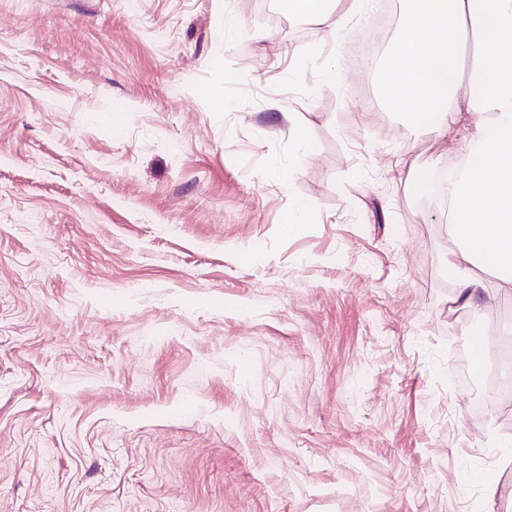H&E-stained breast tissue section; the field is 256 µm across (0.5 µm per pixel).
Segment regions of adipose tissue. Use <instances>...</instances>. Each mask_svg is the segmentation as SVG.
Segmentation results:
<instances>
[{
	"mask_svg": "<svg viewBox=\"0 0 512 512\" xmlns=\"http://www.w3.org/2000/svg\"><path fill=\"white\" fill-rule=\"evenodd\" d=\"M378 69L387 111L463 145L447 159L446 270L479 312L487 268L512 288V0H403Z\"/></svg>",
	"mask_w": 512,
	"mask_h": 512,
	"instance_id": "obj_1",
	"label": "adipose tissue"
}]
</instances>
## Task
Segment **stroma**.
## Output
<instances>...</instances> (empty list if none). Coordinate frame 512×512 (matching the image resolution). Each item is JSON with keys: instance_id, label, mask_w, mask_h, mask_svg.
Returning a JSON list of instances; mask_svg holds the SVG:
<instances>
[{"instance_id": "stroma-1", "label": "stroma", "mask_w": 512, "mask_h": 512, "mask_svg": "<svg viewBox=\"0 0 512 512\" xmlns=\"http://www.w3.org/2000/svg\"><path fill=\"white\" fill-rule=\"evenodd\" d=\"M276 2L0 0V512H512L459 143L348 63L376 0L340 40ZM457 356L460 364V372L466 380L468 386L474 389L478 396V407L483 408L484 399L482 397V393L486 391L489 387L497 385L499 383L500 378L502 377V370L504 367H507L510 362L504 361L501 358L496 360L494 367L488 371L481 379L476 380L467 369L468 362V352L464 348V342H461L457 346Z\"/></svg>"}]
</instances>
